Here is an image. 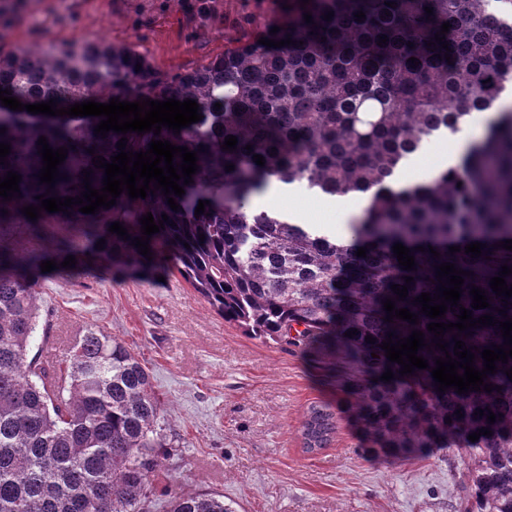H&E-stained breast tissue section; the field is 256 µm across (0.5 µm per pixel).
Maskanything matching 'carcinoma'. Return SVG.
<instances>
[{
	"instance_id": "cac0c4a2",
	"label": "carcinoma",
	"mask_w": 512,
	"mask_h": 512,
	"mask_svg": "<svg viewBox=\"0 0 512 512\" xmlns=\"http://www.w3.org/2000/svg\"><path fill=\"white\" fill-rule=\"evenodd\" d=\"M301 2L287 0L290 8L249 41L187 73L162 75L126 48L90 42L60 43L46 53L0 52V88L23 104L52 99L61 108L87 100L174 98L196 101L202 114L178 135L164 127L157 136L110 131L101 138L94 134L99 117L0 112V128H6L0 142L11 144L0 177L10 170L22 176L21 196L8 202L0 196V512H146L158 449L169 446L150 373L122 342L88 330L62 384L29 357L37 318L33 282L41 262L69 255L78 268L95 256L138 268L171 259L245 335L341 361L349 369L348 401L385 454L466 449L460 512H512V380L505 374L512 357L484 379L501 390L460 395L453 388L438 392L429 370L399 374L401 365L378 347L390 332L407 338L414 330L431 343L427 324L454 323L459 307L471 309L473 284L486 290L491 304L472 309L473 317L489 313L501 321L498 307L512 318V297L507 306L490 288L501 266H512V251L498 246L512 240V111L498 113L458 163L428 182L397 183L425 141L458 130L465 116L494 108L512 89V0H392L391 7L387 0H309L303 8ZM330 11L328 22L323 16ZM359 11L365 13L360 22L354 17ZM307 12L312 25L304 20ZM446 22L452 24L445 34L449 53L435 42ZM275 26L280 31L270 33ZM382 35L389 42L379 46ZM263 37H289L295 44L267 47L259 43ZM229 135L238 140L233 152L222 149ZM41 136L54 149L68 148L58 166L67 178L52 190L38 183ZM124 136L126 149L135 152L147 150L154 138L198 152L193 183L175 197L179 211L158 190L144 199L122 194L95 214L77 206L69 216L43 210L35 221L22 214L23 207L40 205L35 196L46 192L80 195L84 169L91 171L92 187L101 188L103 169L94 167L88 150L109 161ZM201 145L207 152H199ZM255 154L264 166L254 162ZM229 163L235 165L230 172ZM272 178L331 198L368 195L359 223L350 225L353 242L319 235L281 211L251 209ZM201 200L210 204L197 217ZM148 212L156 221L169 217L165 229L150 236V261L132 246ZM63 222L79 227L81 250L66 239L52 250L23 248L7 234L19 226L37 239L44 225ZM114 222L130 239L108 231ZM471 242L486 245L482 256L463 252ZM397 243L410 248L415 269L399 265ZM419 246L433 247L440 257ZM451 246L462 251L452 254ZM361 247L367 248L364 258L356 256ZM443 262L474 275L464 277L459 306L433 320L414 298L436 293V266ZM407 276L414 282L401 301L391 285L406 284ZM388 298L417 314L419 324L386 321ZM352 330L356 336H345ZM368 335L376 343L366 342ZM459 340L481 351L504 342L497 325L470 328ZM389 369L395 378L380 380ZM480 408L482 417L475 415ZM482 427L492 435L470 441ZM335 433L336 412L311 406L303 448H325ZM169 512L238 509L222 495L188 492L172 496Z\"/></svg>"
}]
</instances>
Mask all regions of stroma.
<instances>
[{
  "mask_svg": "<svg viewBox=\"0 0 512 512\" xmlns=\"http://www.w3.org/2000/svg\"><path fill=\"white\" fill-rule=\"evenodd\" d=\"M0 0V49L65 42L123 47L164 74L190 71L252 37L284 0ZM31 353L66 366L88 329L121 341L149 370L170 440L151 512L174 493L209 492L239 512H459L461 451L393 459L370 452L345 404V370L329 356L244 336L172 266L144 273L105 264L36 281ZM336 410V433L303 448L314 404Z\"/></svg>",
  "mask_w": 512,
  "mask_h": 512,
  "instance_id": "stroma-1",
  "label": "stroma"
}]
</instances>
